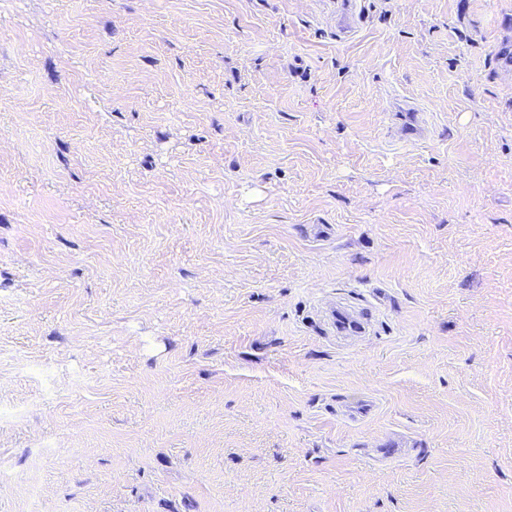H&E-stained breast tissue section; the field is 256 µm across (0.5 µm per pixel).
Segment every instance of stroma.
I'll use <instances>...</instances> for the list:
<instances>
[{"label":"stroma","instance_id":"35a3bbf8","mask_svg":"<svg viewBox=\"0 0 512 512\" xmlns=\"http://www.w3.org/2000/svg\"><path fill=\"white\" fill-rule=\"evenodd\" d=\"M358 4L0 0V512H512V0Z\"/></svg>","mask_w":512,"mask_h":512}]
</instances>
